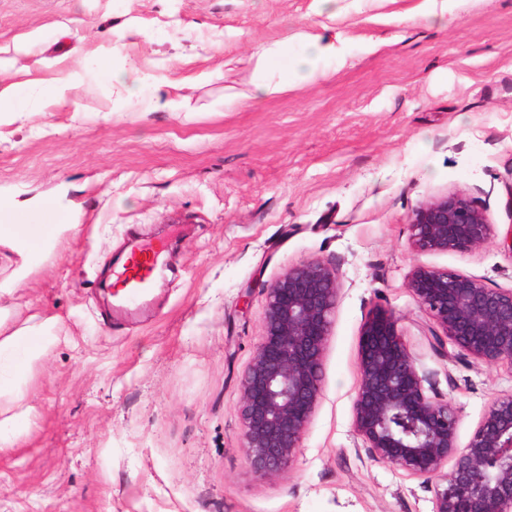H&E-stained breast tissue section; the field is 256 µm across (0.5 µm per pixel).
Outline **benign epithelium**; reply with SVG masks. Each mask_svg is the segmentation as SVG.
I'll return each instance as SVG.
<instances>
[{
    "label": "benign epithelium",
    "instance_id": "1",
    "mask_svg": "<svg viewBox=\"0 0 512 512\" xmlns=\"http://www.w3.org/2000/svg\"><path fill=\"white\" fill-rule=\"evenodd\" d=\"M411 236L420 251L465 253L492 225L473 201L452 194L419 206ZM408 286L456 354L512 365V289L447 268L417 266ZM262 336L241 376L243 448L265 477L288 468L318 406L323 359L339 284L319 260L291 267L269 285ZM353 427L372 458L435 483L434 512H512V393L494 399L463 449L451 404L430 396L394 319L377 311L365 324ZM453 465H448V461Z\"/></svg>",
    "mask_w": 512,
    "mask_h": 512
}]
</instances>
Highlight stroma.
<instances>
[{
    "mask_svg": "<svg viewBox=\"0 0 512 512\" xmlns=\"http://www.w3.org/2000/svg\"><path fill=\"white\" fill-rule=\"evenodd\" d=\"M0 0V197L67 227L0 246V333L55 321L22 386L29 420L0 454V512H433L435 486L374 460L353 427L363 328L390 314L466 446L512 366L436 346L415 266L512 288V0ZM308 32L339 51L309 81L252 100L255 54ZM137 69L118 97L99 61ZM63 99L44 95L65 74ZM187 109H163L164 100ZM468 196L493 224L466 253L417 251L423 203ZM164 244L153 296L115 310L136 242ZM335 268L315 414L288 468L255 472L240 378L265 294L289 268Z\"/></svg>",
    "mask_w": 512,
    "mask_h": 512,
    "instance_id": "obj_1",
    "label": "stroma"
}]
</instances>
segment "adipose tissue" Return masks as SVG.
<instances>
[{
  "label": "adipose tissue",
  "instance_id": "adipose-tissue-1",
  "mask_svg": "<svg viewBox=\"0 0 512 512\" xmlns=\"http://www.w3.org/2000/svg\"><path fill=\"white\" fill-rule=\"evenodd\" d=\"M295 46L275 44L257 53L254 63V91L257 98L275 96L297 86L326 60L335 57V41L305 32L296 36ZM52 325L24 328L0 336V399L17 403L22 399L20 384L32 362L43 356L52 341Z\"/></svg>",
  "mask_w": 512,
  "mask_h": 512
}]
</instances>
